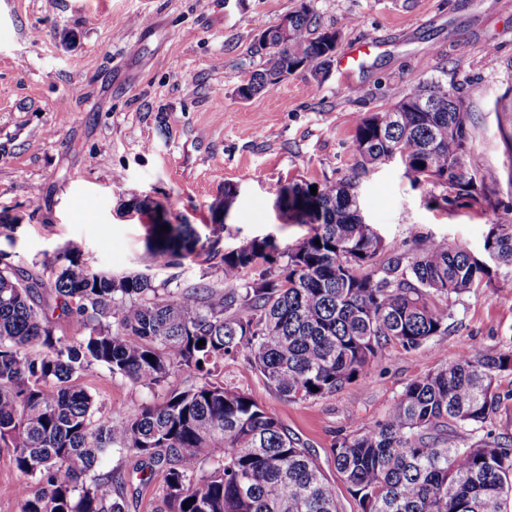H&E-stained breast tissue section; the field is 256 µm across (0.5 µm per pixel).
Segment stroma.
<instances>
[{
	"mask_svg": "<svg viewBox=\"0 0 512 512\" xmlns=\"http://www.w3.org/2000/svg\"><path fill=\"white\" fill-rule=\"evenodd\" d=\"M298 0H0V215L16 219L12 265L43 273L77 247L87 266L142 272L180 287L212 285L219 257L166 265L147 249L154 217H127L136 199L201 234L219 225L221 250L273 235L280 247L309 228L275 206L290 182L350 181L360 211L389 250L430 237L483 254L494 219H512V0H312L341 39L322 81L288 76L251 99L236 90L259 58L247 49ZM462 96L481 135L469 144V194L413 181L396 161L360 170L349 151L355 116L389 108L419 80ZM494 171L487 179L485 171ZM238 196L217 211L224 187ZM448 330L412 350L385 346L370 372L336 394L280 398L243 357L212 379L252 397L309 448L340 512H360L330 448L383 420L413 380L472 344L512 353V269L452 298ZM85 381L101 411L137 410L168 389L199 384L191 370L148 389L92 365Z\"/></svg>",
	"mask_w": 512,
	"mask_h": 512,
	"instance_id": "35a3bbf8",
	"label": "stroma"
}]
</instances>
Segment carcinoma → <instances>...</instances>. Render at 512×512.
I'll return each mask as SVG.
<instances>
[{
    "label": "carcinoma",
    "mask_w": 512,
    "mask_h": 512,
    "mask_svg": "<svg viewBox=\"0 0 512 512\" xmlns=\"http://www.w3.org/2000/svg\"><path fill=\"white\" fill-rule=\"evenodd\" d=\"M291 15L288 41L273 25L251 43L263 68L238 87L241 97L296 73L320 81L334 49L310 0ZM422 93L439 111L418 108ZM476 136L470 113L448 111V88L432 79L387 110L357 116L350 148L363 170L394 155L413 180L466 192ZM310 186L284 185L276 200L310 234L284 250L263 237L224 253L220 286L113 276L75 250L50 282L0 266V446L26 477L18 512H127L126 471L100 470L113 453L136 458L142 486L162 476L153 512H340L309 450L246 393L206 379L135 412L114 407L98 417L83 382L100 364L155 388L177 370L209 376L241 354L285 399L328 397L367 375L385 345L410 350L447 331L446 301L481 288L492 268H512V224L491 225L482 257L465 242L429 239L410 254H387L360 223L350 183L317 184L314 195ZM150 228L147 247L168 265L216 248L189 224ZM256 266L259 278L241 283ZM46 288L53 305L42 298ZM52 309L78 336L55 334ZM504 372L512 373V354L473 347L444 359L405 387L382 422L335 442L336 470L361 512H512V436L489 428Z\"/></svg>",
    "instance_id": "obj_1"
}]
</instances>
